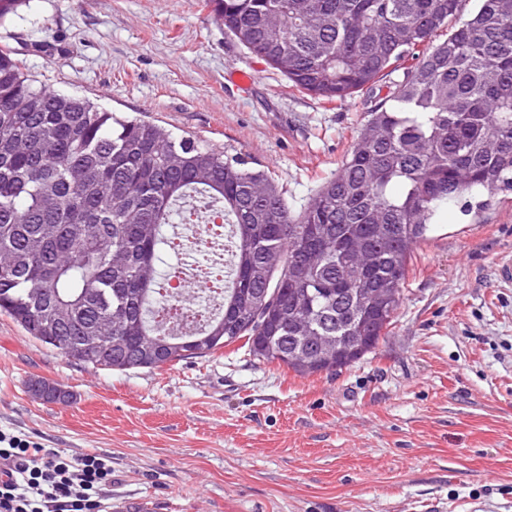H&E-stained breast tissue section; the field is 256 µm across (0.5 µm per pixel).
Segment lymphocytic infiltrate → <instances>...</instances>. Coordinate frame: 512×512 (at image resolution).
<instances>
[{
    "label": "lymphocytic infiltrate",
    "mask_w": 512,
    "mask_h": 512,
    "mask_svg": "<svg viewBox=\"0 0 512 512\" xmlns=\"http://www.w3.org/2000/svg\"><path fill=\"white\" fill-rule=\"evenodd\" d=\"M111 459L71 458L25 435L0 431V512H99Z\"/></svg>",
    "instance_id": "obj_1"
}]
</instances>
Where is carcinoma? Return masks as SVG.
<instances>
[{
    "instance_id": "carcinoma-1",
    "label": "carcinoma",
    "mask_w": 512,
    "mask_h": 512,
    "mask_svg": "<svg viewBox=\"0 0 512 512\" xmlns=\"http://www.w3.org/2000/svg\"><path fill=\"white\" fill-rule=\"evenodd\" d=\"M461 0H208L216 21L294 86L333 101L393 89L364 116L336 174L298 215L267 173L50 90L0 47V313L65 353L112 321V362L160 368L243 341L300 375L376 350L400 306L413 250L443 205L512 191V0L481 6L444 41ZM232 219L199 250L224 274L219 307L185 334L155 320L167 300L165 225L177 204Z\"/></svg>"
}]
</instances>
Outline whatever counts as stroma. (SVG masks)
Segmentation results:
<instances>
[{
  "label": "stroma",
  "mask_w": 512,
  "mask_h": 512,
  "mask_svg": "<svg viewBox=\"0 0 512 512\" xmlns=\"http://www.w3.org/2000/svg\"><path fill=\"white\" fill-rule=\"evenodd\" d=\"M5 28L39 82L244 160L295 214L390 92L317 98L252 57L205 0H28ZM511 262V194L449 204L413 251L388 336L334 374L233 345L94 370L0 314V429L111 457L103 512H512V284L498 277ZM35 377L71 400H36Z\"/></svg>",
  "instance_id": "35a3bbf8"
}]
</instances>
